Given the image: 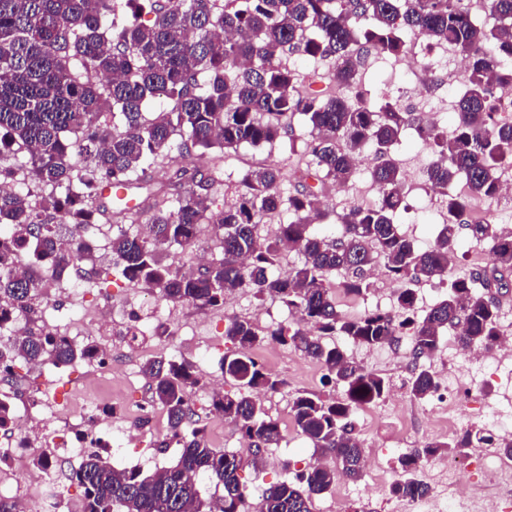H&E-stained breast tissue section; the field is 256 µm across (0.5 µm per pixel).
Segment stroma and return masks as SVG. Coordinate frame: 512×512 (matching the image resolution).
Returning a JSON list of instances; mask_svg holds the SVG:
<instances>
[{"instance_id":"35a3bbf8","label":"stroma","mask_w":512,"mask_h":512,"mask_svg":"<svg viewBox=\"0 0 512 512\" xmlns=\"http://www.w3.org/2000/svg\"><path fill=\"white\" fill-rule=\"evenodd\" d=\"M391 65V60L377 58L374 64L362 69V81L367 88L408 99L417 89L418 76L410 71L399 80H389ZM396 157L406 200L411 206L409 214L402 218V227L416 246L424 250L433 245L442 222V208L436 198L427 196L420 176L431 160V153L424 141L410 137L400 146ZM297 164V158L278 144L243 147L238 152L225 155L224 172L215 177L211 197L219 206L227 202L236 189L239 174L249 167L271 165L293 168ZM373 164V152H365L359 159L355 180L345 189L326 194V204L340 211L354 204L375 203L378 194L369 177ZM94 279L96 290L81 292L72 304L64 307L46 304V318L63 326L78 323L88 309L97 308L102 314H112L119 319L133 311L140 316L141 329L152 336L151 350L130 356L129 369H116L107 381L92 378L90 372L79 365L58 373L48 368H30L20 360L15 366L16 387L29 390L46 383L51 391L62 395L88 394L105 412L135 402L147 403L149 381L141 368L147 361L163 358L187 363L198 376L221 381L224 390L230 391L234 385L225 377L220 365L224 352L230 349L224 339L226 318L234 315L249 317L261 327L273 319L285 321L289 318L278 301L269 299L265 303H257L252 290L248 288L236 290L220 310L163 303L143 288L117 281L112 261L107 257L97 261ZM160 320L173 323L182 335L188 336V343L176 346L170 344L166 337L152 335L153 326ZM343 349L367 370L385 376L390 382L387 401L366 407L354 417L364 452L376 458L374 476L384 477L395 472L400 454L424 445L425 440L420 436L421 422L433 421L435 436L447 435V410H431L429 401L414 400L405 387L409 373L400 369L398 363L412 358L409 336H400L398 347L393 351L385 347L368 349L350 343L344 344ZM256 358L267 372L282 382L278 392L265 393L260 397L262 411L272 417L287 420L289 401L298 391H310L326 398L343 395L342 388L324 384L322 368L295 348L267 344L257 351ZM426 366L440 380L460 377L481 381L479 399L466 409L470 422H478L485 415L493 413L512 417V359L495 369L449 356L447 347L443 346L432 359L427 360ZM387 410L393 411L400 419L395 435L390 437L386 436L379 420L380 414ZM198 413L200 427L204 428L216 448L240 452L245 462L240 477L248 489L279 482L291 476L295 468L304 467L314 459L321 460L324 466L330 468L336 465L332 457L318 456L308 441L288 428L284 431L280 446L265 449L262 466L253 467L252 454L248 448L242 447L237 428L211 412L208 400H199ZM167 432V415L158 409L142 435L129 441L112 437L109 445L101 448L100 453L117 469L137 468L150 475L172 464L181 453L180 445L174 442L166 450L158 449V441L164 439ZM372 478L365 475L353 481L349 494L343 497L333 489L315 496L314 512H401L398 500L389 496L387 485H374Z\"/></svg>"}]
</instances>
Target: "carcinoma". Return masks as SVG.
Segmentation results:
<instances>
[{
	"mask_svg": "<svg viewBox=\"0 0 512 512\" xmlns=\"http://www.w3.org/2000/svg\"><path fill=\"white\" fill-rule=\"evenodd\" d=\"M468 0H0V181L25 169L28 182L0 190V314H33L42 288V265L59 272L95 263L101 187L112 180L154 199L149 234L134 230L136 215L112 225L106 248L118 278L140 285L165 302L195 308L224 306L226 296L250 288L259 302L278 300L291 321L259 328L232 316L224 338L233 350L222 357L236 390L210 398L215 413L249 441L253 463L262 449L283 440L281 422L265 415L255 395L276 392L280 382L254 358L266 343L289 345L320 364L344 397L324 399L301 391L289 402L294 431L340 468L320 464L262 489L254 509L241 482L242 457L218 450L198 426L189 406L200 379L173 359L146 363L151 406L167 414L171 438L182 451L177 461L151 475L117 470L93 453L71 473L83 488L84 512H314V496L339 477L362 476L363 452L351 426L356 411L383 400L386 378L367 371L340 346L338 336L366 348L389 344L405 333L413 356L429 359L448 329L464 347H494L500 337L499 305L488 289L504 288L512 271V231L490 222L470 223L474 198L499 195L497 171L512 166V120L498 96L512 87V0H489L492 24L468 8ZM153 15L152 22L143 16ZM422 29L446 42L466 61L452 136L421 124L398 101L358 88V52L384 58L407 52L405 35ZM289 55L331 60L327 88L303 83L285 62ZM168 108L150 118L147 100ZM316 133L312 159L288 197L291 220L274 237L256 234L261 222L283 206L277 168L244 171L232 202L213 208L209 186L224 155L245 145L288 141L295 118ZM431 149L424 171L448 210L433 246L415 248L399 216L408 210L394 151L409 132ZM375 153L370 178L379 190L370 208L351 206L336 214V233L321 235L312 224L331 215L320 192L331 182L347 187L356 161ZM194 151L200 166L174 163V153ZM167 160L166 180L148 170ZM463 183L467 193L454 190ZM218 246L213 259L193 270L163 260L164 249L190 250L203 229ZM486 246L489 269L448 280L462 232ZM286 252L301 257L286 276L276 273ZM383 263L397 284L395 306L359 317L343 313L338 293L365 299L371 270ZM344 273L333 285L329 275ZM447 283L444 296L417 313L413 285ZM95 340L79 345L35 329L16 330L0 342V363L22 359L35 366L66 367L89 355ZM437 378L421 366L408 380L410 394L424 399ZM489 438L480 431L457 440L435 441L398 458L399 477L388 487L405 501L428 492L419 478L424 461L469 448ZM205 477L214 494L201 496Z\"/></svg>",
	"mask_w": 512,
	"mask_h": 512,
	"instance_id": "obj_1",
	"label": "carcinoma"
}]
</instances>
